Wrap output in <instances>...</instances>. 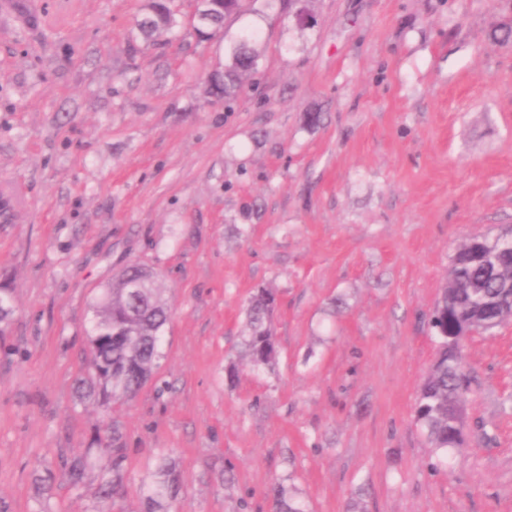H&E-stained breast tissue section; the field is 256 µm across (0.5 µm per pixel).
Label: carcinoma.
I'll return each mask as SVG.
<instances>
[{"label": "carcinoma", "mask_w": 512, "mask_h": 512, "mask_svg": "<svg viewBox=\"0 0 512 512\" xmlns=\"http://www.w3.org/2000/svg\"><path fill=\"white\" fill-rule=\"evenodd\" d=\"M241 0H199L203 14L196 31L208 37L224 20L241 12ZM142 33L160 37L178 27L167 0H148L147 13L139 23ZM256 33L245 29L231 47V65L209 78V94L219 100L235 99L241 77L253 70L258 52L253 47ZM275 296L269 290L254 294L246 310L243 352L255 366H272L278 359L273 333ZM170 301L159 275L142 265L122 271L102 289L92 305L89 332L91 355L88 376L80 380L83 391L105 400L135 396L159 368L162 334L167 325ZM512 319V236H472L459 245L450 262L448 280L434 304L429 325L437 344L436 359L419 387L415 422L425 434L432 453L445 459L460 453L466 441L462 407L470 391L463 345L449 337L462 331V323L488 332ZM112 433V475L97 484V498H121L125 480V449ZM74 485L81 483L89 457L61 458ZM175 466L163 462L142 498L140 512H172L176 497ZM276 512H305L281 489H271Z\"/></svg>", "instance_id": "obj_1"}]
</instances>
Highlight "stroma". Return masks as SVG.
Listing matches in <instances>:
<instances>
[{
  "label": "stroma",
  "instance_id": "stroma-1",
  "mask_svg": "<svg viewBox=\"0 0 512 512\" xmlns=\"http://www.w3.org/2000/svg\"><path fill=\"white\" fill-rule=\"evenodd\" d=\"M145 0H0V512H109L60 465L104 426L127 449L121 512L162 459L186 512H512V320L465 343L467 447L414 420L427 319L467 238L512 231V0H244L199 40L144 43ZM258 69L204 93L242 29ZM322 115L310 124L309 113ZM172 300L165 357L125 403L80 397L91 305L125 267ZM278 297L271 369L245 307ZM52 472L48 485L38 475Z\"/></svg>",
  "mask_w": 512,
  "mask_h": 512
}]
</instances>
